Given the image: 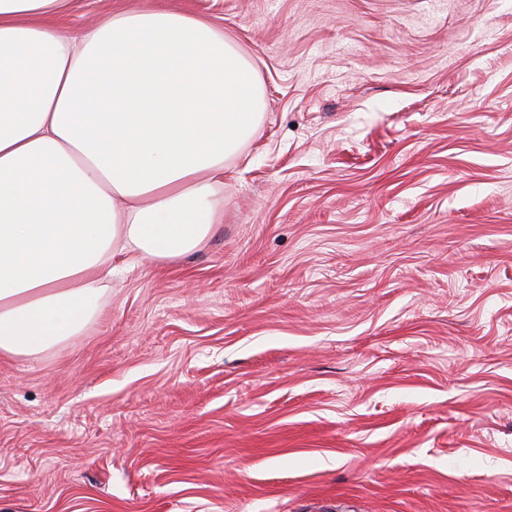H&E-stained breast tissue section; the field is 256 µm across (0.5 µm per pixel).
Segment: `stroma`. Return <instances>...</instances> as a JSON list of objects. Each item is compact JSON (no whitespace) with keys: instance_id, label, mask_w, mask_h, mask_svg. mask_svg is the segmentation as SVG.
I'll return each mask as SVG.
<instances>
[{"instance_id":"stroma-1","label":"stroma","mask_w":512,"mask_h":512,"mask_svg":"<svg viewBox=\"0 0 512 512\" xmlns=\"http://www.w3.org/2000/svg\"><path fill=\"white\" fill-rule=\"evenodd\" d=\"M211 18L264 117L224 221L0 357V512H512V0H72Z\"/></svg>"}]
</instances>
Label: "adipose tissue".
<instances>
[{
  "label": "adipose tissue",
  "instance_id": "obj_1",
  "mask_svg": "<svg viewBox=\"0 0 512 512\" xmlns=\"http://www.w3.org/2000/svg\"><path fill=\"white\" fill-rule=\"evenodd\" d=\"M69 0H0V356L95 322L119 254L200 249L224 163L263 118L256 71L215 21L124 10L75 37Z\"/></svg>",
  "mask_w": 512,
  "mask_h": 512
}]
</instances>
